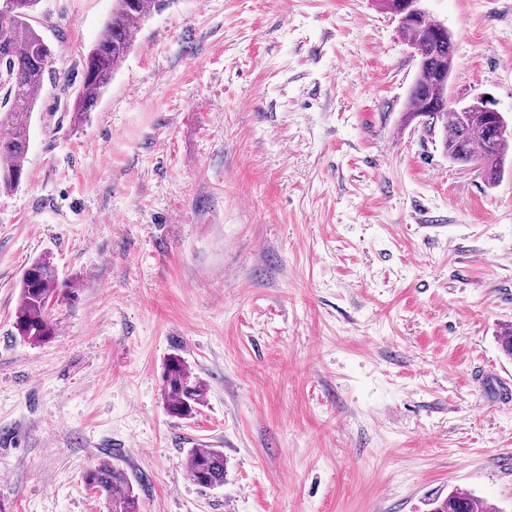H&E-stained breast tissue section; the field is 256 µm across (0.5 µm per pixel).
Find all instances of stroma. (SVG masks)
<instances>
[{
  "label": "stroma",
  "instance_id": "35a3bbf8",
  "mask_svg": "<svg viewBox=\"0 0 512 512\" xmlns=\"http://www.w3.org/2000/svg\"><path fill=\"white\" fill-rule=\"evenodd\" d=\"M448 93L512 114V0H425ZM112 0H39L52 47L30 178L0 194V512H512V168L488 186L404 124L416 76L372 0H165L86 121L81 61ZM72 294L15 336L24 269ZM179 353L207 386L168 415ZM224 453L223 485L185 473ZM187 460L193 480L201 487L224 483V453L217 448H189ZM206 485V486H204ZM86 485H92L108 501L109 512H139V501L123 469L111 464H99L84 475ZM428 505L432 506L429 512H490L486 510L487 504L483 500L458 488L443 498H433Z\"/></svg>",
  "mask_w": 512,
  "mask_h": 512
}]
</instances>
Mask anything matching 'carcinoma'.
Instances as JSON below:
<instances>
[{
  "instance_id": "obj_1",
  "label": "carcinoma",
  "mask_w": 512,
  "mask_h": 512,
  "mask_svg": "<svg viewBox=\"0 0 512 512\" xmlns=\"http://www.w3.org/2000/svg\"><path fill=\"white\" fill-rule=\"evenodd\" d=\"M38 0H24L19 12H0V190H10L27 177L26 155L31 119L52 50L32 25ZM160 0H112V10L96 41L82 60L79 91L71 112L79 120L92 110L105 92L112 75L135 45L143 21ZM408 43L420 47L424 61L410 87L405 120L428 115L435 119L448 159L481 171L488 185L496 184L512 159V136L499 137V116L488 102H469L465 110L448 106V86L455 69L452 33L431 17L409 18L400 27ZM64 293L51 259L40 257L24 270L20 279L14 329L21 338L43 343L51 339V301ZM162 387L167 413L176 418L193 417L206 399V385L195 376L181 356L173 354L164 364ZM187 460L193 480L200 486L224 484V452L217 448H191ZM108 501L109 512H139V501L123 469L99 464L84 475ZM429 512H488L487 504L471 493L454 489L430 501Z\"/></svg>"
}]
</instances>
